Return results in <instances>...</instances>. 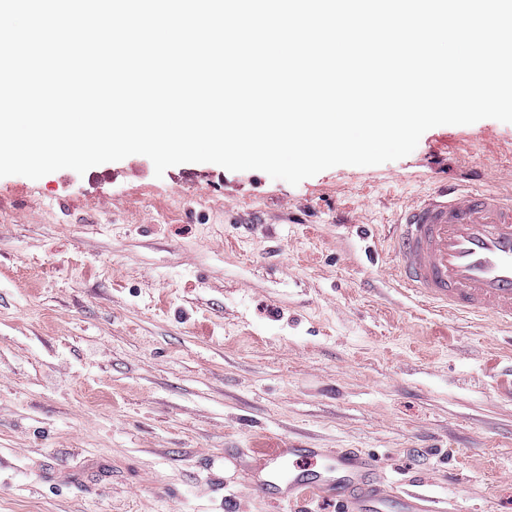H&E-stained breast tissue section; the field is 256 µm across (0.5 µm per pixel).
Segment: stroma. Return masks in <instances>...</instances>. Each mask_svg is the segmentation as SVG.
Returning a JSON list of instances; mask_svg holds the SVG:
<instances>
[{"label":"stroma","instance_id":"35a3bbf8","mask_svg":"<svg viewBox=\"0 0 512 512\" xmlns=\"http://www.w3.org/2000/svg\"><path fill=\"white\" fill-rule=\"evenodd\" d=\"M512 192V123L293 186L132 155L0 178V512H340L247 487V448H359L436 512H512V334L423 306L389 229Z\"/></svg>","mask_w":512,"mask_h":512}]
</instances>
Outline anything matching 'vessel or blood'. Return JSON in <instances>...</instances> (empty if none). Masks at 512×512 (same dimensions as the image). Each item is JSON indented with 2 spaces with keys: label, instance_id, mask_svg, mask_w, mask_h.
<instances>
[{
  "label": "vessel or blood",
  "instance_id": "obj_1",
  "mask_svg": "<svg viewBox=\"0 0 512 512\" xmlns=\"http://www.w3.org/2000/svg\"><path fill=\"white\" fill-rule=\"evenodd\" d=\"M391 249L398 283L424 304L512 329V198L491 190L438 186L399 214ZM299 449L253 459L251 491L295 503L340 496L344 512H384L388 480L377 460L339 448L332 465L299 462Z\"/></svg>",
  "mask_w": 512,
  "mask_h": 512
}]
</instances>
